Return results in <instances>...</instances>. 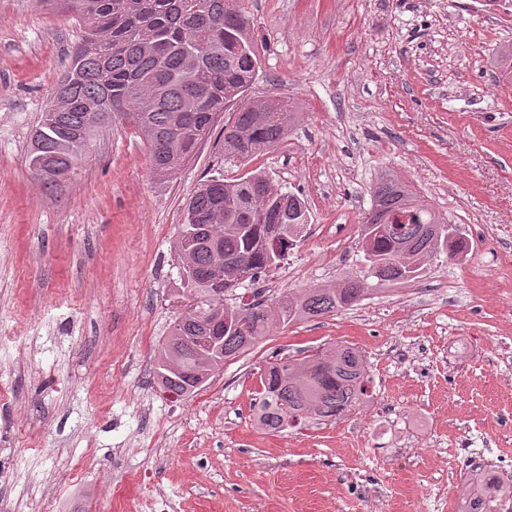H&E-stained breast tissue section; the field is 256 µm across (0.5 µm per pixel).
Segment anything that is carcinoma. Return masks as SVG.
<instances>
[{"mask_svg":"<svg viewBox=\"0 0 512 512\" xmlns=\"http://www.w3.org/2000/svg\"><path fill=\"white\" fill-rule=\"evenodd\" d=\"M63 5L78 17L82 35L29 152L34 171L53 168L43 177L51 187L70 173L98 129L116 121L144 137L151 172L161 180L194 156L224 113V160L234 162L277 146L299 121L283 97H248L261 50L234 0H63ZM60 96L68 108L55 106ZM131 99L149 108L135 109ZM87 102L98 111H86ZM389 221L392 235L374 239L359 273L337 287L305 288L270 304L219 303L210 281L216 264L239 261L252 280L278 266L302 236L309 210L262 171L200 184L186 202L175 246L183 288L176 293L180 311L156 355L161 389L192 395L199 390V373L258 344L273 326L330 316L386 285L417 278L439 253L458 254V239L448 240L447 219L403 183L383 177L372 189L362 238L372 225ZM272 225L280 228L275 246L268 238ZM242 316L248 323L241 329ZM261 382L256 420L271 430L337 419L373 396L364 356L344 344L281 358ZM508 488L512 479L494 466L476 467L465 477L456 512H501Z\"/></svg>","mask_w":512,"mask_h":512,"instance_id":"obj_1","label":"carcinoma"}]
</instances>
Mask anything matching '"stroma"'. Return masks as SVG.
I'll return each mask as SVG.
<instances>
[{"instance_id": "35a3bbf8", "label": "stroma", "mask_w": 512, "mask_h": 512, "mask_svg": "<svg viewBox=\"0 0 512 512\" xmlns=\"http://www.w3.org/2000/svg\"><path fill=\"white\" fill-rule=\"evenodd\" d=\"M263 46L249 91L300 122L247 163L215 129L168 181L129 126L101 129L63 186L28 165L80 28L0 0V512H454L471 465L512 471V16L472 0H239ZM266 171L310 222L247 286L274 299L356 274L371 187L399 178L467 243L355 307L274 327L189 397L155 354L178 311L174 247L206 179ZM351 344L370 402L270 432L278 359Z\"/></svg>"}]
</instances>
